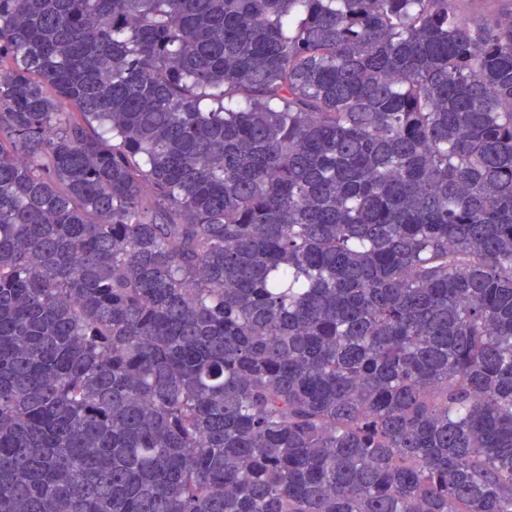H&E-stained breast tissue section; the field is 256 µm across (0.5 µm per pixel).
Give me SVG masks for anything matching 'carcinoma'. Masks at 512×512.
Masks as SVG:
<instances>
[{"mask_svg": "<svg viewBox=\"0 0 512 512\" xmlns=\"http://www.w3.org/2000/svg\"><path fill=\"white\" fill-rule=\"evenodd\" d=\"M0 0V512H512V7Z\"/></svg>", "mask_w": 512, "mask_h": 512, "instance_id": "carcinoma-1", "label": "carcinoma"}]
</instances>
